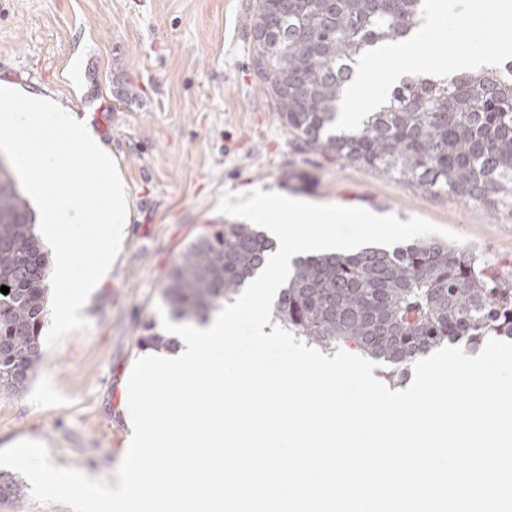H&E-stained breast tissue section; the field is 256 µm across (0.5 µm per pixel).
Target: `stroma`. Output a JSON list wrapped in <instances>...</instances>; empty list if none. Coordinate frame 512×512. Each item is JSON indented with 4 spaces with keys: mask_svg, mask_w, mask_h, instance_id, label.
Wrapping results in <instances>:
<instances>
[{
    "mask_svg": "<svg viewBox=\"0 0 512 512\" xmlns=\"http://www.w3.org/2000/svg\"><path fill=\"white\" fill-rule=\"evenodd\" d=\"M252 0H0V80L92 125L120 174L124 247L84 312L87 330L43 351L23 391L0 390V449L46 445L55 466L112 479L139 325L227 193L274 188L310 202L423 217L512 270V197L472 201L307 150L252 62Z\"/></svg>",
    "mask_w": 512,
    "mask_h": 512,
    "instance_id": "stroma-1",
    "label": "stroma"
}]
</instances>
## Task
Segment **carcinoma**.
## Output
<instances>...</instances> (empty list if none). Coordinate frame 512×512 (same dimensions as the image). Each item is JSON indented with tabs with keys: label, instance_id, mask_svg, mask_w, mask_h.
<instances>
[{
	"label": "carcinoma",
	"instance_id": "1",
	"mask_svg": "<svg viewBox=\"0 0 512 512\" xmlns=\"http://www.w3.org/2000/svg\"><path fill=\"white\" fill-rule=\"evenodd\" d=\"M422 0H254L252 61L283 126L310 151L451 196H512V60L447 77L408 75L355 131H333L353 65L366 50L405 40ZM273 242L249 224H217L182 253L162 297L178 319H199L249 282ZM49 256L27 201L0 165V386L24 389L39 364ZM273 316L325 350L355 347L391 365L392 383L444 342L474 348L512 338V279L481 257L438 240L392 250L297 260ZM139 347L177 340L145 322ZM21 486L0 478V498Z\"/></svg>",
	"mask_w": 512,
	"mask_h": 512
}]
</instances>
